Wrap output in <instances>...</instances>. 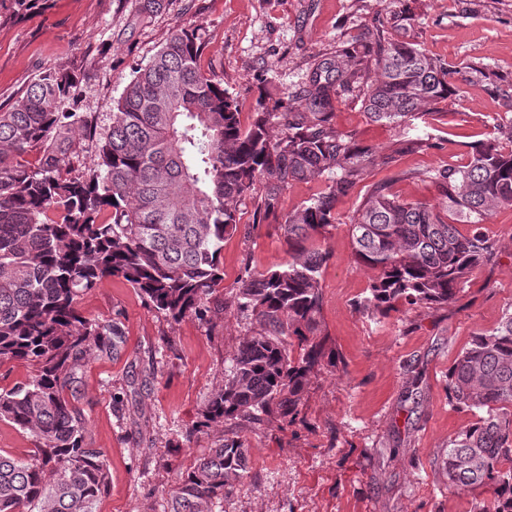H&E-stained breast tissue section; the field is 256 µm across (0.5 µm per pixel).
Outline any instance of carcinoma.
<instances>
[{"mask_svg": "<svg viewBox=\"0 0 512 512\" xmlns=\"http://www.w3.org/2000/svg\"><path fill=\"white\" fill-rule=\"evenodd\" d=\"M193 31L177 28L115 103L107 134L87 145L97 162L77 172L73 155L87 132L73 77L45 71L0 112V366L25 362L31 378L0 392V421L27 431L25 458L0 451V512H97L109 487L103 452L88 440L78 406L79 371L125 348L121 322H92L76 308L107 277L123 279L170 320L233 307L246 320L224 385L203 425L273 415L294 418L312 377L336 366L323 337V242L336 203L369 168L392 176L369 186L349 224L355 262L374 272L357 308L386 315L406 304L455 301L476 267L497 263L483 230L512 205V125L473 147L459 167L398 168L433 147L413 121L455 94L451 70L417 44L375 23L352 47L319 60L294 92L296 106L262 98L242 123L236 101L198 64ZM361 99L366 116L397 130L385 153L333 124L336 103ZM434 182L442 211L399 199L404 178ZM294 182L316 191L283 212ZM261 201L258 224H276L288 261L257 272L244 266L221 301L224 238L240 231L238 204ZM470 225L463 234L457 224ZM448 404L476 420L448 439L441 461L448 492L489 488L471 512H512V304L493 328L473 335L448 368ZM248 449L222 440L180 474L171 512H212L248 471Z\"/></svg>", "mask_w": 512, "mask_h": 512, "instance_id": "cac0c4a2", "label": "carcinoma"}]
</instances>
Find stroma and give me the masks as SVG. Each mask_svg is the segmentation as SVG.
<instances>
[{"label": "stroma", "mask_w": 512, "mask_h": 512, "mask_svg": "<svg viewBox=\"0 0 512 512\" xmlns=\"http://www.w3.org/2000/svg\"><path fill=\"white\" fill-rule=\"evenodd\" d=\"M0 0V108L8 109L46 69L71 75L78 96L65 112L92 117L96 136L112 124L115 101L172 31L201 43V70L250 117L263 97L295 92L309 67L355 41L374 19H407L398 36L455 67L457 95L416 120L432 149L401 158L418 171L466 161L472 147L512 124V0ZM333 122L386 151L389 125L369 122L359 98L338 103ZM358 197L336 206L324 241L323 330L337 367L312 377L300 415L288 424L202 427V412L224 382L243 331L233 311L168 320L124 280L112 277L79 295L76 306L99 323L120 321V359L97 358L81 371L79 406L100 448L110 486L98 512H169L173 486L219 440L249 450V469L212 512H470L490 491L449 494L439 467L448 439L473 422L451 407L448 368L474 333L512 304V205L486 221L500 248L495 266L476 271L461 299L439 309L401 307L386 317L359 312L371 274L354 261L348 231ZM288 258L282 235L261 224L224 241L230 298L243 263L264 271Z\"/></svg>", "instance_id": "stroma-1"}]
</instances>
